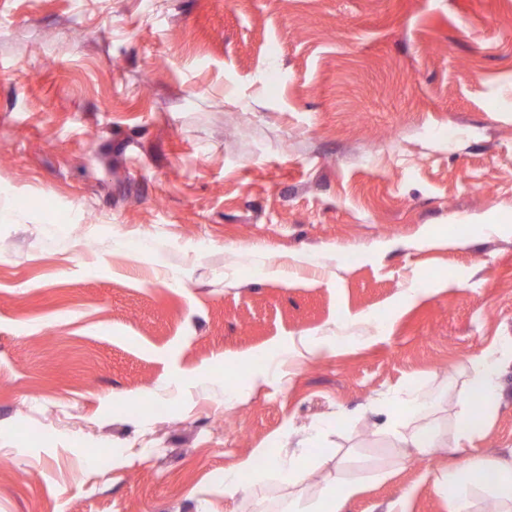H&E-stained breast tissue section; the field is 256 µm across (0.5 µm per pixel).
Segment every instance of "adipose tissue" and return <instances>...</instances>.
<instances>
[{"instance_id":"obj_1","label":"adipose tissue","mask_w":512,"mask_h":512,"mask_svg":"<svg viewBox=\"0 0 512 512\" xmlns=\"http://www.w3.org/2000/svg\"><path fill=\"white\" fill-rule=\"evenodd\" d=\"M508 357L507 352L495 349L472 361L468 379L456 398L458 411L451 430L424 421L437 401L434 394L414 391L385 408V427L402 448L403 458L454 454V462L434 479L435 487L447 497L448 512H478L485 496L497 501L499 512H512V459L461 453L463 445L484 434L498 409V373ZM360 490L358 479L339 470L327 474L317 500L289 495L286 512H345L349 498Z\"/></svg>"}]
</instances>
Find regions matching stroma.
I'll return each instance as SVG.
<instances>
[{
    "mask_svg": "<svg viewBox=\"0 0 512 512\" xmlns=\"http://www.w3.org/2000/svg\"><path fill=\"white\" fill-rule=\"evenodd\" d=\"M511 212L512 0H0V512H448L383 410L512 343ZM268 467L280 470L282 477L288 483V487L297 486L306 481L308 473V464L301 458H296L288 454V465H283L280 453L273 456L268 463ZM361 490L360 481L347 476L339 467L329 472L320 486L318 499L312 501L301 495L288 493L287 512H345L349 498Z\"/></svg>",
    "mask_w": 512,
    "mask_h": 512,
    "instance_id": "1",
    "label": "stroma"
}]
</instances>
